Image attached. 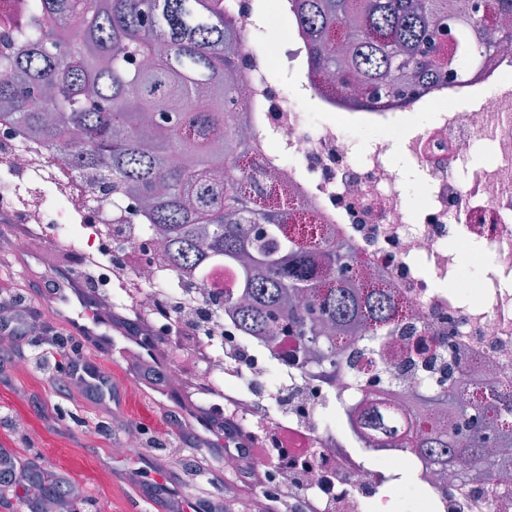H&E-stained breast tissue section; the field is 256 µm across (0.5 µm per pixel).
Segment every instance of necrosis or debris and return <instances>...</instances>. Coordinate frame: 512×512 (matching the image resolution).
Wrapping results in <instances>:
<instances>
[{
    "label": "necrosis or debris",
    "mask_w": 512,
    "mask_h": 512,
    "mask_svg": "<svg viewBox=\"0 0 512 512\" xmlns=\"http://www.w3.org/2000/svg\"><path fill=\"white\" fill-rule=\"evenodd\" d=\"M248 68L236 86L239 131L254 149L250 166L264 185L288 188L289 208L316 214L353 253L357 282H381L397 291L403 306L401 327L379 343L365 333L349 337L361 354L356 370L325 379L313 352L292 335L270 347L243 335L235 320L213 313L194 333L175 336L173 311L185 296L202 305L233 278L223 261L183 276L167 263L150 232L138 198L122 191L88 192L81 170L61 150L48 147L26 129L0 119V212L34 211L37 234L19 238L0 222V255L21 248L39 251L64 246L72 257L70 277L83 278L85 255H94L98 288L113 309L137 312L147 324L120 350L146 359L159 344L175 346L172 381L183 376L184 360L198 350L195 376L201 395L218 403L224 388L263 402L270 417L302 435L306 453L269 462L262 490L287 485L293 473H310L315 496L336 499L335 512H392L399 476L415 473L427 493V512H512V468L496 469L482 484L460 481L465 458L435 467L411 448H380L382 468L361 456L368 441L355 414L373 391L391 386L410 390L422 383L477 376V398L512 386V41L502 43L493 64L478 62L483 79L448 85L447 94L416 97L390 111L357 107L338 86L334 73L313 74L307 43L296 26L287 35L269 33L263 54L243 52ZM288 67L290 88L278 83ZM367 129L379 137L360 144ZM408 148L425 182V201L411 208L403 191L404 172L392 161L395 141ZM491 147L492 158L472 176L460 177L476 144ZM479 262L478 287L462 278L465 259ZM126 265L130 287L115 285V268ZM455 364L454 376L443 371ZM294 392L287 418H280L284 386ZM337 408V422L324 416ZM344 455L351 466L332 484L320 482L324 461Z\"/></svg>",
    "instance_id": "4bbe7bcc"
}]
</instances>
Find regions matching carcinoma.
<instances>
[{"mask_svg":"<svg viewBox=\"0 0 512 512\" xmlns=\"http://www.w3.org/2000/svg\"><path fill=\"white\" fill-rule=\"evenodd\" d=\"M220 2L30 0L27 26L0 48V65L15 74L0 85V115L135 194L174 270L224 259L237 294L220 304L240 330L272 346L293 330L321 347L317 364L332 379L344 369L342 337L362 329L381 339L401 305L383 285L353 286L347 244H295L282 234L288 211L261 205L258 174L243 166L251 146L236 130L240 72L224 53L233 33ZM288 11L309 41L312 70L356 84V103L367 107L443 86L506 38L475 0H265L271 24ZM176 146L185 160L172 166ZM356 422L371 445L416 448L434 465L468 456L466 482L512 465V425L454 381L373 393Z\"/></svg>","mask_w":512,"mask_h":512,"instance_id":"obj_1","label":"carcinoma"}]
</instances>
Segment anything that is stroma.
<instances>
[{"label": "stroma", "instance_id": "obj_1", "mask_svg": "<svg viewBox=\"0 0 512 512\" xmlns=\"http://www.w3.org/2000/svg\"><path fill=\"white\" fill-rule=\"evenodd\" d=\"M70 263L69 254L53 247L17 252L10 270L0 271V290L23 295L46 324L43 334L0 343V448L49 487L47 503L64 500L83 512H170L176 502L209 512L225 496L251 497V488L224 480L223 436L198 424L203 401L192 374L149 384L142 378L145 362L106 357L88 337L76 335L71 318L56 312L48 287ZM65 351L94 364L111 363L109 401L70 384ZM132 391L155 408L158 423L145 429L154 445L117 456L115 443L134 422L126 409ZM56 444L85 457L90 469L61 471Z\"/></svg>", "mask_w": 512, "mask_h": 512}]
</instances>
